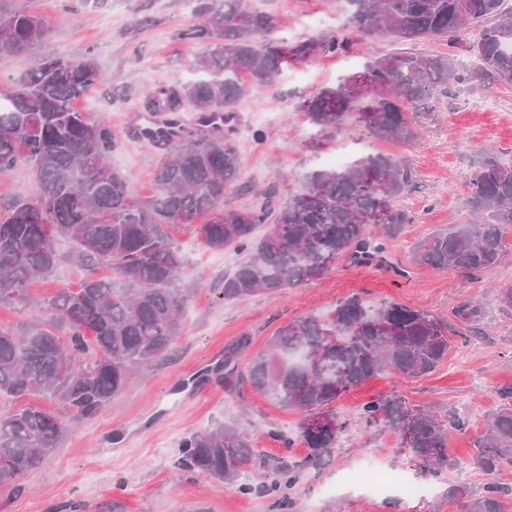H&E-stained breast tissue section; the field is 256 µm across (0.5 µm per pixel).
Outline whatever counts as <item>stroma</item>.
Here are the masks:
<instances>
[{"label":"stroma","instance_id":"stroma-1","mask_svg":"<svg viewBox=\"0 0 512 512\" xmlns=\"http://www.w3.org/2000/svg\"><path fill=\"white\" fill-rule=\"evenodd\" d=\"M251 3L272 15L277 37L290 42L321 36L345 20L341 0ZM15 11L47 18L50 33L37 50L0 58V90L10 89L38 56L63 53L80 59L92 54L103 81L81 93L74 105L89 120L110 125L115 148L109 164L130 175L131 195H152L161 154L131 138L130 128L144 121L146 93L192 78L194 61L206 50L191 35L195 19L190 0H109L101 10L78 8L77 0H0V15ZM391 50L382 37H358L349 53L288 65L276 82L242 99L233 135L240 187L227 194L228 203L237 208L258 204L273 185L280 196H287L302 188L312 171L324 168L327 156L339 152L352 161L375 153L405 157L416 176L415 189L402 201L412 222L387 242L388 265L354 266L342 256L323 279L309 285L228 302L220 288L237 254L209 249L193 229L178 226L173 238L183 258L181 279L194 294L173 353L134 374L112 409L91 419H66L57 448L41 465L16 484L0 487V512H276L274 498L264 487L288 482L273 466L282 458L302 459L307 450L284 447L274 435L291 431L298 416L250 387L202 383L200 374L215 359L244 336L250 339L249 354H257L285 322L326 314L351 295L374 307L398 302L446 320L465 297L493 308L496 288L512 285V263L464 282L454 273L413 264L411 257L414 244L432 231L472 221L468 181L485 154L512 163V86L487 90L468 80L429 100L430 112L420 118L421 143L415 148L366 137L351 117L340 129L318 130L299 109L306 97L338 85L345 74ZM257 129L264 131L263 140H254ZM38 195L31 167L0 171V208ZM56 248L64 257L56 273L30 283L32 305L27 312L0 305V326L42 317L58 292L79 286L85 271L70 260L71 244L61 240ZM491 320L490 334L479 348L455 337L439 369L421 379L383 371L338 400L341 414L356 413L370 398L392 389L413 405L433 403L456 410L471 425L463 434L449 432L448 452L469 461L485 415L499 404V388L512 385V314L493 308ZM222 421L238 423L252 434L257 456L269 465L263 488L244 494L238 484L175 467L184 438ZM367 459L402 469L415 483H432L435 496L420 503L425 512H459L458 502L447 496L449 486L462 481L476 489L483 482L472 468L463 480L451 473L430 481L404 461L394 433L381 427L360 429L347 433L321 468L304 471L289 484L294 512H409L399 490L377 497L350 480V471Z\"/></svg>","mask_w":512,"mask_h":512}]
</instances>
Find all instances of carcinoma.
I'll list each match as a JSON object with an SVG mask.
<instances>
[{"label": "carcinoma", "mask_w": 512, "mask_h": 512, "mask_svg": "<svg viewBox=\"0 0 512 512\" xmlns=\"http://www.w3.org/2000/svg\"><path fill=\"white\" fill-rule=\"evenodd\" d=\"M196 2L199 22L191 34L208 47L194 62L197 78L158 86L146 107L222 112L224 133L185 127L177 135L169 130L150 135L163 150L150 197H131L129 176L108 165L115 147L110 126L72 107L102 80L92 55L79 61L40 56L10 90L0 92V170L27 164L35 168L41 189L37 200L15 201L0 218V305L26 311L32 303L29 282L50 277L65 259L57 240L74 245L71 257L86 270L79 287L60 291L48 303L45 317L0 327V397L44 396L76 417L91 418L112 406L133 371L166 357L191 296L179 279L182 256L171 236L177 224L195 225L208 247L240 256L224 274L226 301L320 280L342 255L361 265L387 262L372 230L388 239L401 234L411 219L398 202L414 184L411 167L393 155L369 154L343 170H317L304 189L276 205L273 188L254 208L224 207L226 188L238 178L240 165L231 138L236 105L250 88L268 85L288 59L343 54L355 35L381 36L393 44L450 37L471 22L481 26L468 46L480 62L473 78L512 84V7L506 0H345L342 28L291 46L274 37L276 21L246 0ZM46 30L41 17L13 13L0 21V56L34 49ZM464 80L463 65L452 54L398 49L305 98L299 109L311 125L336 129L361 100L367 136L411 146L419 140L417 117L425 102ZM469 186L471 210L483 215L484 223L454 224L419 241L412 251L415 264L469 280L512 257V165L489 154ZM208 214V223H195ZM263 224L267 233L253 238ZM103 265L112 269L111 276L97 275ZM453 316L462 336L488 335L489 312L482 301H460ZM248 346L243 336L224 356V383L248 384L300 416L293 432L275 434L286 448L308 449L303 459L274 466L288 474V482L302 469L319 467L346 432L373 425L396 434L403 452L434 478L463 466L448 455V433L470 425L457 412L410 406L396 391L372 398L352 417L334 407L350 389L387 368L407 378L434 372L451 343L447 322L433 313L399 303L372 311L353 295L324 316L298 317L279 327L267 350L242 372L237 359ZM498 394L500 404L484 417L474 440L471 465L484 482L478 490L465 484L450 490L462 512H512V485L499 479L512 468V386ZM63 431L61 416L32 405L0 415V486L15 484L37 467ZM176 468L223 482L241 479V489L249 493V473L268 463L255 454L243 429L220 423L182 441Z\"/></svg>", "instance_id": "carcinoma-1"}]
</instances>
